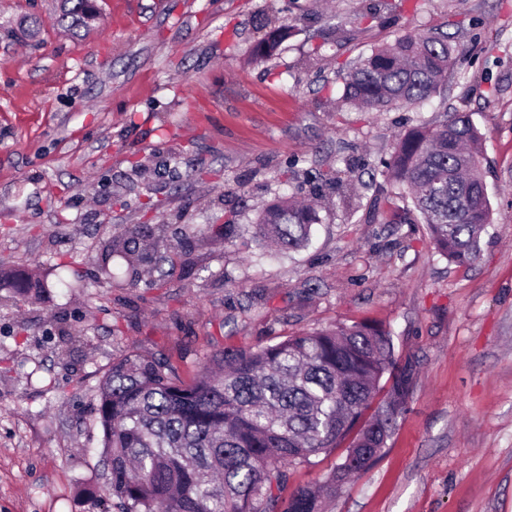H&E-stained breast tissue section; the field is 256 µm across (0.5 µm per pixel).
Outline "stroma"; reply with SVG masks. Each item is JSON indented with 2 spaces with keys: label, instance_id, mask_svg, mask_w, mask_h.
I'll return each instance as SVG.
<instances>
[{
  "label": "stroma",
  "instance_id": "1",
  "mask_svg": "<svg viewBox=\"0 0 512 512\" xmlns=\"http://www.w3.org/2000/svg\"><path fill=\"white\" fill-rule=\"evenodd\" d=\"M54 6L0 0V267L47 286L0 301V512H110L92 391L119 348L189 378L225 348L362 321L419 372L387 447L331 512H512V0H403L375 20L361 0H96L78 33ZM266 18L288 36L260 61ZM438 32L461 57L440 94L341 107L349 63ZM445 109L483 135L493 222L467 267L373 205L399 134ZM320 175L354 198L331 199L306 248L248 241L262 208L310 199ZM119 224L168 225L172 264L134 288L96 283ZM198 224L225 240L195 245ZM61 261L90 294L56 286Z\"/></svg>",
  "mask_w": 512,
  "mask_h": 512
}]
</instances>
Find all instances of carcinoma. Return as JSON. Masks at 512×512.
Wrapping results in <instances>:
<instances>
[{
    "label": "carcinoma",
    "instance_id": "1",
    "mask_svg": "<svg viewBox=\"0 0 512 512\" xmlns=\"http://www.w3.org/2000/svg\"><path fill=\"white\" fill-rule=\"evenodd\" d=\"M392 0H363L364 16L392 11ZM96 19L93 0H60L57 21L71 30ZM286 37L271 31L258 59ZM458 65L445 36L404 35L352 62L344 100L381 111L416 104L441 89ZM482 135L465 112L434 127L400 135L375 203L391 224H424L437 252L457 265L480 254L492 223L479 161ZM412 190V207L396 203L393 188ZM321 221L312 204L280 198L256 224L253 240L281 250L304 248ZM166 225H119L102 246L97 280L112 282V259L122 261L132 286L146 263L148 240L164 241ZM12 293L38 282L31 274L0 272ZM418 361L395 354L390 333L368 324L339 323L302 331L258 348H227L191 382L166 357L130 350L112 361L95 391L107 466V493L116 512H326L354 475L369 469L407 410ZM386 397L376 402L381 381ZM368 420H363L367 411ZM346 446L342 461L316 486L288 489V469Z\"/></svg>",
    "mask_w": 512,
    "mask_h": 512
}]
</instances>
